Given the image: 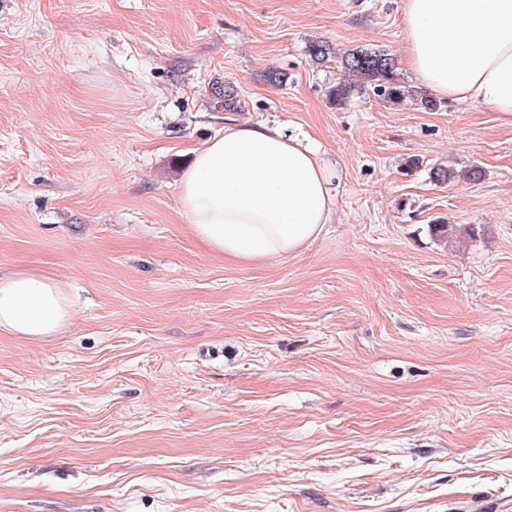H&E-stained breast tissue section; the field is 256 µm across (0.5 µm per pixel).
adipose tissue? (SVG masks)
<instances>
[{
    "label": "adipose tissue",
    "instance_id": "ef3b65f1",
    "mask_svg": "<svg viewBox=\"0 0 512 512\" xmlns=\"http://www.w3.org/2000/svg\"><path fill=\"white\" fill-rule=\"evenodd\" d=\"M405 63L439 96L470 100L512 125V0H405ZM178 206L200 242L250 266L314 241L335 206L330 176L304 139L270 125L228 126L194 153ZM70 313L64 284L41 271L0 275V331L41 340Z\"/></svg>",
    "mask_w": 512,
    "mask_h": 512
}]
</instances>
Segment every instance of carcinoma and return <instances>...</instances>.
Segmentation results:
<instances>
[{"mask_svg":"<svg viewBox=\"0 0 512 512\" xmlns=\"http://www.w3.org/2000/svg\"><path fill=\"white\" fill-rule=\"evenodd\" d=\"M342 70L359 77L363 83L373 86L386 101L398 105L408 96L410 91L399 80L397 59L383 51L369 49H353L342 57ZM354 86L346 81H339L329 90L330 98L339 105L345 104ZM215 102L224 111L233 112L241 107L240 99L234 87L228 83L214 88Z\"/></svg>","mask_w":512,"mask_h":512,"instance_id":"carcinoma-1","label":"carcinoma"}]
</instances>
